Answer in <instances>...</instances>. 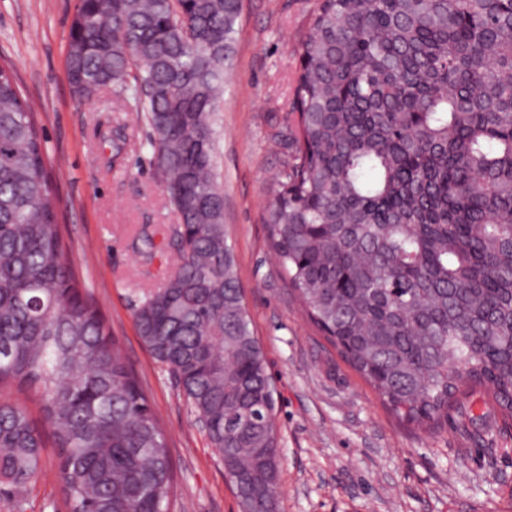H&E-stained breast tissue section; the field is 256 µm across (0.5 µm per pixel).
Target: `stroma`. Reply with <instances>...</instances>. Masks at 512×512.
Listing matches in <instances>:
<instances>
[{"instance_id":"obj_1","label":"stroma","mask_w":512,"mask_h":512,"mask_svg":"<svg viewBox=\"0 0 512 512\" xmlns=\"http://www.w3.org/2000/svg\"><path fill=\"white\" fill-rule=\"evenodd\" d=\"M78 0H0V55L33 102L70 260L165 431L170 512H240L224 467L133 312L175 270L178 217L162 195L146 120L120 90L78 103L67 78ZM317 0H243L214 115L224 231L275 387L278 512H512V433L474 392L434 433L395 418L307 318L270 249L262 212L288 167L300 45ZM22 511L67 512L56 454Z\"/></svg>"}]
</instances>
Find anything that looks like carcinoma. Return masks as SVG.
I'll list each match as a JSON object with an SVG mask.
<instances>
[{"label": "carcinoma", "mask_w": 512, "mask_h": 512, "mask_svg": "<svg viewBox=\"0 0 512 512\" xmlns=\"http://www.w3.org/2000/svg\"><path fill=\"white\" fill-rule=\"evenodd\" d=\"M241 0H81L67 75L151 129L179 263L134 310L241 512H277L275 385L240 288L213 114ZM301 45L294 161L262 220L289 286L399 420L427 432L479 387L512 429V0H320ZM0 495L41 473L69 512H168L166 438L75 276L47 153L0 64Z\"/></svg>", "instance_id": "cac0c4a2"}]
</instances>
